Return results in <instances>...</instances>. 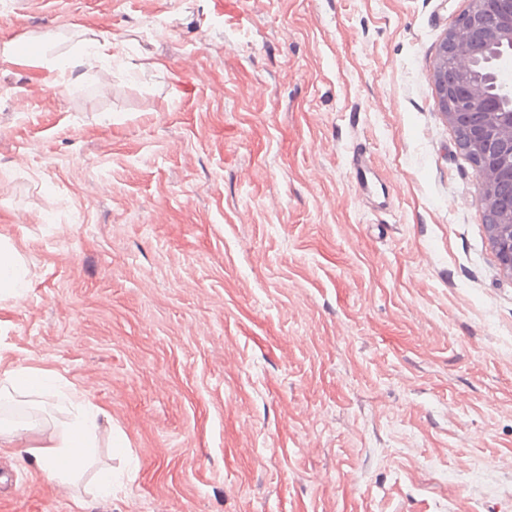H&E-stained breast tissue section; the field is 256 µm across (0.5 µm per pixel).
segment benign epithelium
I'll return each mask as SVG.
<instances>
[{"label":"benign epithelium","mask_w":512,"mask_h":512,"mask_svg":"<svg viewBox=\"0 0 512 512\" xmlns=\"http://www.w3.org/2000/svg\"><path fill=\"white\" fill-rule=\"evenodd\" d=\"M512 48V0H471L440 43L432 83L438 109L471 152L483 182L480 206L500 267L512 273V89L486 93L479 57L499 59Z\"/></svg>","instance_id":"obj_1"}]
</instances>
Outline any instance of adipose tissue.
Here are the masks:
<instances>
[{
  "instance_id": "1",
  "label": "adipose tissue",
  "mask_w": 512,
  "mask_h": 512,
  "mask_svg": "<svg viewBox=\"0 0 512 512\" xmlns=\"http://www.w3.org/2000/svg\"><path fill=\"white\" fill-rule=\"evenodd\" d=\"M0 384L22 396L51 398L55 394L52 373L36 372L28 368H11L0 371ZM66 398L72 415L61 428L46 431L40 445L30 446V424L4 420L0 422V442L24 449L35 463L67 480L79 476L90 461L92 436L104 418V411L87 401L83 392L69 389Z\"/></svg>"
}]
</instances>
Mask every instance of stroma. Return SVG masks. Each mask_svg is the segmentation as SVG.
I'll return each mask as SVG.
<instances>
[{"label": "stroma", "mask_w": 512, "mask_h": 512, "mask_svg": "<svg viewBox=\"0 0 512 512\" xmlns=\"http://www.w3.org/2000/svg\"><path fill=\"white\" fill-rule=\"evenodd\" d=\"M468 6L0 0V371L112 473L1 445L0 512H512V274L432 84ZM25 271L19 263L18 254L12 248L0 245V294L19 297ZM0 382L3 387L21 396H38L49 399L61 392V385H54L51 372H35L28 368H11L1 371ZM56 388V392H55ZM64 394V393H63ZM64 396L73 411L71 418L60 429L53 426L45 429L43 441L38 446H30V432L35 426L27 423L1 419V441L23 448L35 463L44 469L58 474L61 480L79 476L90 461L88 448H94L92 435L99 428V423L106 416L105 412L86 400L83 392L70 388Z\"/></svg>", "instance_id": "stroma-1"}]
</instances>
